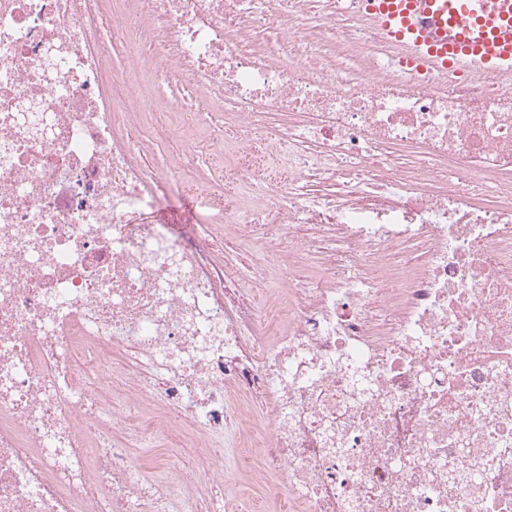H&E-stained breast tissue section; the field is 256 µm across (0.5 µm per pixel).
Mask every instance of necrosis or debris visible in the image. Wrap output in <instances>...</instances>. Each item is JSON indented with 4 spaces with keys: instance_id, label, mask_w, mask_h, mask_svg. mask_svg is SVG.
<instances>
[{
    "instance_id": "obj_1",
    "label": "necrosis or debris",
    "mask_w": 512,
    "mask_h": 512,
    "mask_svg": "<svg viewBox=\"0 0 512 512\" xmlns=\"http://www.w3.org/2000/svg\"><path fill=\"white\" fill-rule=\"evenodd\" d=\"M117 53L208 139L146 163ZM117 425L231 431L286 512H512V78L410 72L356 0H0V512H171ZM212 231L214 235V246H213V259L218 263L224 264V256L229 254L235 255L240 259H245L248 255L246 249L241 246L238 242L233 241L232 243L224 244V225L213 224Z\"/></svg>"
}]
</instances>
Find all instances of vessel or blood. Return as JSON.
Returning <instances> with one entry per match:
<instances>
[{
	"label": "vessel or blood",
	"mask_w": 512,
	"mask_h": 512,
	"mask_svg": "<svg viewBox=\"0 0 512 512\" xmlns=\"http://www.w3.org/2000/svg\"><path fill=\"white\" fill-rule=\"evenodd\" d=\"M361 6L410 64L430 74H512V0H361Z\"/></svg>",
	"instance_id": "vessel-or-blood-1"
}]
</instances>
